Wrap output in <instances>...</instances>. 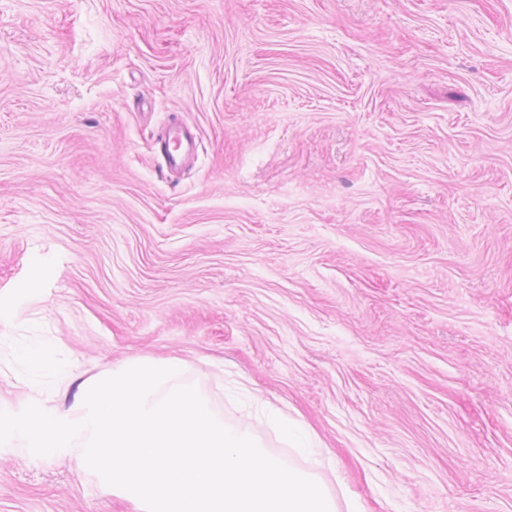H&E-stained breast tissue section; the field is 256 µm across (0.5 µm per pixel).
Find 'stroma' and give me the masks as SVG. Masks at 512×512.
<instances>
[{
	"label": "stroma",
	"mask_w": 512,
	"mask_h": 512,
	"mask_svg": "<svg viewBox=\"0 0 512 512\" xmlns=\"http://www.w3.org/2000/svg\"><path fill=\"white\" fill-rule=\"evenodd\" d=\"M0 309V409L174 361L338 512H512V0H0ZM24 453L0 512H141ZM199 133L195 126L179 116L169 118L155 139V151L160 159V172L167 180L178 178L189 170V161L198 152ZM17 362L25 369L31 382H38L47 374L55 373L65 375L66 369L62 365L45 364L40 361L41 348L37 344H26L13 349Z\"/></svg>",
	"instance_id": "1"
}]
</instances>
